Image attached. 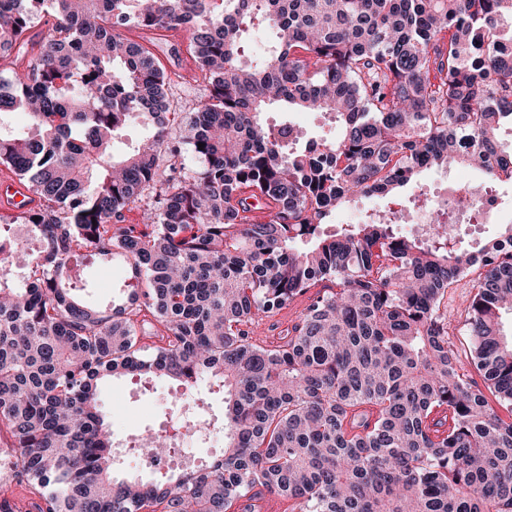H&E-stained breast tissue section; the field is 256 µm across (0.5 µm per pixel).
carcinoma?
<instances>
[{
    "instance_id": "cac0c4a2",
    "label": "carcinoma",
    "mask_w": 512,
    "mask_h": 512,
    "mask_svg": "<svg viewBox=\"0 0 512 512\" xmlns=\"http://www.w3.org/2000/svg\"><path fill=\"white\" fill-rule=\"evenodd\" d=\"M256 28L275 42L246 60ZM179 30L209 94L173 144L161 56L180 60L166 38ZM511 46L512 0H0V57L14 59L0 125L27 119L0 130V165L39 199L0 226L41 242L0 261V433L38 512H252L263 493L304 512H512V420L486 396L512 406V225L473 251L437 205L424 244L394 230L407 207L323 231L427 169L512 180ZM271 108L328 112L340 134L270 129ZM131 124L145 134L116 150ZM183 145L199 170L177 165ZM134 207L140 226L125 223ZM100 258L139 283L105 309L73 279ZM469 274L484 390L441 312ZM322 282L280 344L252 340L259 314ZM114 375L192 395L220 381L222 459L118 476L98 399ZM386 202L377 197H363L349 207H342L336 210V214L332 217L333 224H327L324 228L325 232H332L336 224H350L366 211L378 210L385 207Z\"/></svg>"
}]
</instances>
